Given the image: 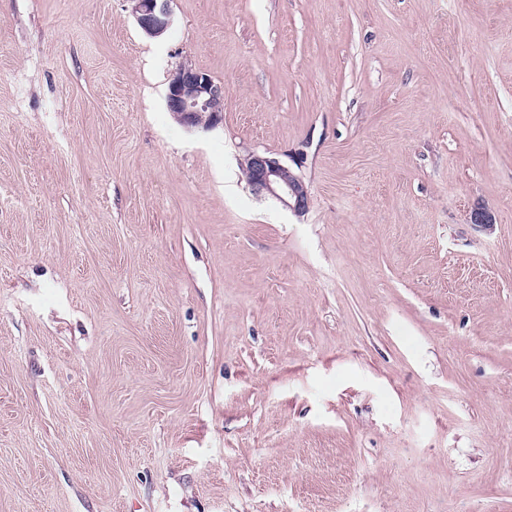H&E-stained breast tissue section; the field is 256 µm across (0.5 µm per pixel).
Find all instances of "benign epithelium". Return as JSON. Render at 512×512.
Here are the masks:
<instances>
[{
	"instance_id": "1",
	"label": "benign epithelium",
	"mask_w": 512,
	"mask_h": 512,
	"mask_svg": "<svg viewBox=\"0 0 512 512\" xmlns=\"http://www.w3.org/2000/svg\"><path fill=\"white\" fill-rule=\"evenodd\" d=\"M132 12L143 32L162 35L169 25V0H130ZM167 108L187 128H213L223 120L224 84L188 62L178 66L168 84ZM245 169L253 191L276 199L297 213L308 207V190L299 175L267 152L252 151Z\"/></svg>"
}]
</instances>
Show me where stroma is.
I'll use <instances>...</instances> for the list:
<instances>
[{
    "mask_svg": "<svg viewBox=\"0 0 512 512\" xmlns=\"http://www.w3.org/2000/svg\"><path fill=\"white\" fill-rule=\"evenodd\" d=\"M131 7L0 0V512H512V0ZM139 27L151 37L162 35L169 25V0H130ZM167 108L187 128H213L223 120L224 85L184 62L169 80ZM245 169L253 191L276 199L283 207L302 213L308 207V190L299 175L267 152L252 151L245 158Z\"/></svg>",
    "mask_w": 512,
    "mask_h": 512,
    "instance_id": "obj_1",
    "label": "stroma"
}]
</instances>
